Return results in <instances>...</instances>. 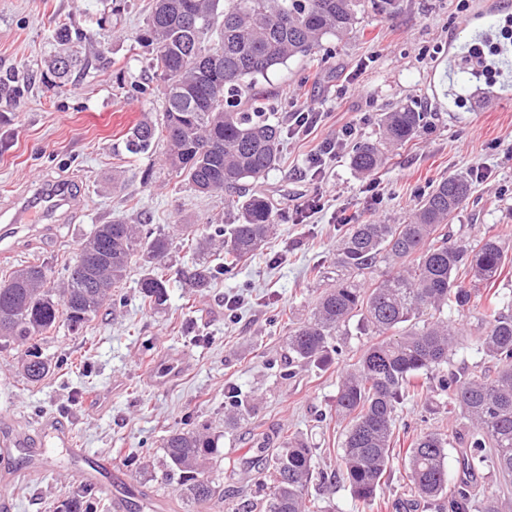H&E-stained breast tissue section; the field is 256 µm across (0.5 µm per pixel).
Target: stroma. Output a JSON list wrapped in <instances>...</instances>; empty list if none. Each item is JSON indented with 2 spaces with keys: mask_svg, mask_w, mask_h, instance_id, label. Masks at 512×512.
Returning a JSON list of instances; mask_svg holds the SVG:
<instances>
[{
  "mask_svg": "<svg viewBox=\"0 0 512 512\" xmlns=\"http://www.w3.org/2000/svg\"><path fill=\"white\" fill-rule=\"evenodd\" d=\"M0 0V78L26 85L20 106L0 100V277L42 261L62 279L96 225L122 218L176 231L181 224H229L217 197L199 195L164 162L165 145L128 155L124 141L143 118L162 116V89L149 68L150 53L135 37L152 0ZM477 0H400L392 14L369 11L346 39L327 37L313 57H298L260 80L254 92L284 132V160L256 184L280 214L277 238L257 256L213 281L188 290L171 282L163 310L144 307L133 264L120 290L79 333L67 326L40 340L45 356L71 361L32 384L22 375L25 346L0 349V435L35 429L53 417L77 447L112 463L116 494L127 512L151 501L154 512H186L176 485L162 475L161 442L175 426L217 435L224 452V501L242 508L262 496L258 462L283 436L321 449L323 479L309 496L332 512H440L435 501L415 500L404 469L406 450L420 435L448 426L447 395L439 380L472 372L490 361L460 346L440 370L418 376L424 392L397 411L391 468L369 503L353 497L339 468L345 424L331 409L341 374L354 369L369 339L356 327L339 336L338 355L320 366L289 364L284 338L307 318L325 289L320 273L331 266L348 225L371 220L403 224L420 197L443 178L486 175L447 230L471 243L497 236L512 253V104L494 112H452L433 83L448 41L462 30ZM82 30L84 68L56 90L49 63L58 47L57 22ZM396 106L428 112L410 142L391 147L371 174L350 164L354 141L379 138V119ZM314 112L309 134L292 119ZM353 139H342L344 128ZM341 140L323 164L315 157ZM65 188L85 200L81 210L39 212L10 225L2 211ZM318 201L310 209V201ZM253 404L237 425L224 424L228 387ZM138 468L125 464L126 456ZM0 458V496L9 512H55L76 486L67 464H28L31 479L11 477Z\"/></svg>",
  "mask_w": 512,
  "mask_h": 512,
  "instance_id": "stroma-1",
  "label": "stroma"
}]
</instances>
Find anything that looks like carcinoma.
Listing matches in <instances>:
<instances>
[{"mask_svg":"<svg viewBox=\"0 0 512 512\" xmlns=\"http://www.w3.org/2000/svg\"><path fill=\"white\" fill-rule=\"evenodd\" d=\"M399 0H153L138 44L154 52L153 73L163 84L161 121L145 118L126 135L127 153H147L159 137L165 159L177 176L206 196H218L235 211L237 222L200 234L194 224L180 225L185 240L203 252L214 237L224 249L221 266L200 261L176 275L190 288H206L219 272L254 256L278 230L277 214L248 183L280 161L282 128L266 117L256 96H242L270 71L296 57L315 54L328 36L343 39L372 7L390 14ZM60 45L82 41L62 23L54 32ZM80 63L75 53L58 57L55 78L64 79ZM428 113L402 106L382 113L381 140L353 147L352 164L371 173L386 160L389 145L410 141L426 125ZM470 181L453 175L420 199L406 224H353L334 258L336 277L318 297L309 319L288 332V363L317 364L331 358L342 328L357 319L358 330L374 338L357 367L343 375L335 398L336 415L348 421L340 466L359 500L376 494L386 475L398 406L412 379L448 363L461 343L462 330L439 317L445 309L465 310L483 303L487 326L475 340L477 352L495 362L479 373H452L441 380L448 405L470 422L457 437L462 445L461 486L448 488L446 460L450 440L440 431L419 436L404 466L414 494L448 498V512H469L480 491L482 512H512V501L493 491L489 481L512 482V298L496 288L512 256L496 236L468 246L451 239L447 224L469 196ZM173 246L164 230L113 220L99 224L82 244L67 277L52 285L53 272L41 262L14 270L0 283V345L27 343L56 330L71 331L102 308L122 287L132 264L146 265L137 288L142 304L159 308L168 300L171 277L165 259ZM395 271L374 276L380 264ZM59 367L28 347L23 372L30 382ZM225 397L231 425L249 415L248 400L230 388ZM166 476L197 509L224 508V473L211 471L221 456L218 438L195 429L174 428L163 438ZM320 449L285 438L263 464L264 495L246 508L256 512H314L309 485ZM103 492L80 485L59 501L56 512H103Z\"/></svg>","mask_w":512,"mask_h":512,"instance_id":"carcinoma-1","label":"carcinoma"}]
</instances>
